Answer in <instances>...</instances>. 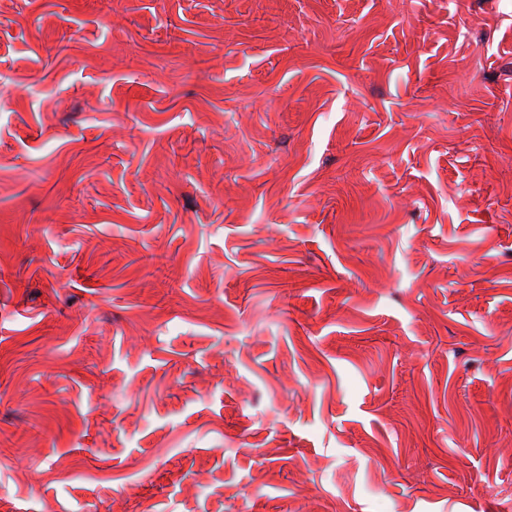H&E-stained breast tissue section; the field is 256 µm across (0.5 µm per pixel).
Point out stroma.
Returning <instances> with one entry per match:
<instances>
[{"instance_id": "stroma-1", "label": "stroma", "mask_w": 512, "mask_h": 512, "mask_svg": "<svg viewBox=\"0 0 512 512\" xmlns=\"http://www.w3.org/2000/svg\"><path fill=\"white\" fill-rule=\"evenodd\" d=\"M0 512H512V0H0Z\"/></svg>"}]
</instances>
